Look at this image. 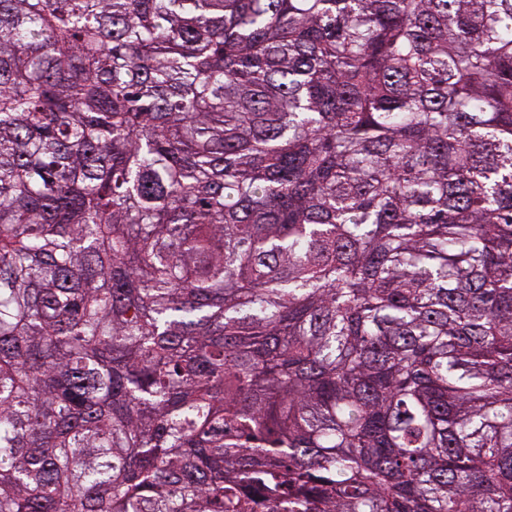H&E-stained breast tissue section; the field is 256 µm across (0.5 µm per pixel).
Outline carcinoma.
I'll use <instances>...</instances> for the list:
<instances>
[{"label": "carcinoma", "instance_id": "carcinoma-1", "mask_svg": "<svg viewBox=\"0 0 512 512\" xmlns=\"http://www.w3.org/2000/svg\"><path fill=\"white\" fill-rule=\"evenodd\" d=\"M0 512H512V0H0Z\"/></svg>", "mask_w": 512, "mask_h": 512}]
</instances>
